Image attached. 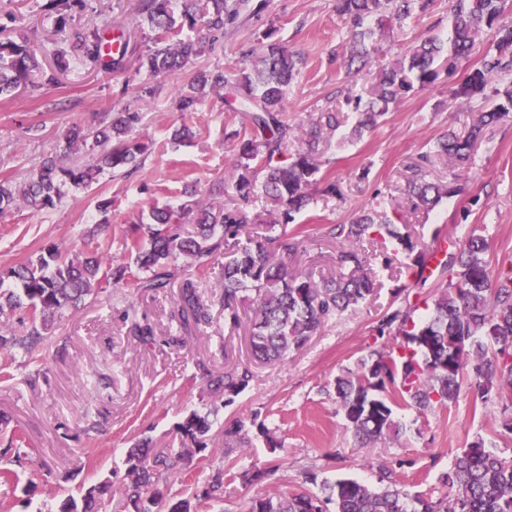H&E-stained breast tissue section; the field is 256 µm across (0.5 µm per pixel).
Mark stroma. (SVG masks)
Listing matches in <instances>:
<instances>
[{
  "instance_id": "obj_1",
  "label": "stroma",
  "mask_w": 512,
  "mask_h": 512,
  "mask_svg": "<svg viewBox=\"0 0 512 512\" xmlns=\"http://www.w3.org/2000/svg\"><path fill=\"white\" fill-rule=\"evenodd\" d=\"M136 7L137 0H86L85 8L68 11L62 24L48 0H0V39L36 42L47 65L57 52L69 53V68L58 85L0 98V180H22L72 124L93 128L107 113L124 108L142 112L141 132L149 143V154L134 173L105 174L87 189L67 191L61 203L41 213L21 207L0 215V270L51 245L78 251L92 244L115 262H126L132 220L156 204H182L189 185L210 202L237 203L225 172L233 135L241 128L239 114L208 98L186 116L177 111L176 98L197 70L243 66L266 29L304 60L288 90L289 124L306 126L335 103L338 91L348 88L357 94L362 89V80L347 77L342 65L349 36L335 0H269L262 17L246 20L223 46L192 59L171 77L154 76L133 63L126 71L103 76L70 54L74 33L95 28L104 37L145 48L152 33ZM450 8V0H434L426 14L394 30L382 43L388 58L401 56L420 37L448 38ZM491 40V34L479 36L455 72L401 100L361 141L350 143L338 135L325 145L327 163L310 187L315 202L294 221L303 251L289 260L291 272H336L337 248L328 225L349 223L379 194L392 196L413 236L428 241L438 230L461 238L477 226L492 242L491 266L512 261V119L485 129L468 177L456 181L455 193L432 211H411L405 195L409 168L428 142L451 129L467 132L451 90L477 67ZM156 84L162 87L159 96L140 98L142 86ZM185 121L193 124L195 137L171 143L172 127ZM332 181L340 196L324 194ZM106 199L112 202V215L104 228L97 205ZM223 266V256H214L200 284L213 318L207 327L183 329L178 285L141 293L104 283L79 309L56 317L53 347L38 360L17 348L0 350V363L7 365L0 372V415L9 421L0 429V470L13 474L11 483H0V512H56L68 493L100 481L110 482L113 500H120L131 482L127 450L142 439L157 448L192 450L185 462L187 481L166 477L158 483L165 498L203 490L212 472L223 469V503L198 512H244L251 500L298 490L308 470L322 480L356 478L376 489L381 463L409 495L438 499L448 493L442 473L474 437L512 456V435L501 429L502 409L476 410L474 393L466 387L455 402L432 414L398 408L403 430L388 446L358 447L344 428L331 394L336 376L355 368L374 347V328L389 304L407 303L426 315L434 283L412 288L407 275L379 271L381 286L366 303L325 324L286 360L264 364L251 355L250 308H241L237 327L224 323L217 303ZM135 320L152 327L150 343L133 335ZM238 364L251 365L254 380L228 406L223 395L211 391L209 380ZM193 410L209 414L212 421L199 446L175 432ZM239 418L264 424L269 437H256L254 448L246 451L225 449L224 428ZM256 469L269 470L268 479L243 481V471Z\"/></svg>"
}]
</instances>
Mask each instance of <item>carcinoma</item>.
Listing matches in <instances>:
<instances>
[{
	"mask_svg": "<svg viewBox=\"0 0 512 512\" xmlns=\"http://www.w3.org/2000/svg\"><path fill=\"white\" fill-rule=\"evenodd\" d=\"M432 0H336V12L349 24V50L344 59L347 73L375 71L359 94L347 93L336 105L310 122L300 145L289 148L293 128L285 118L288 86L301 70L302 61L276 42H267L246 55V64L232 70H199L179 90V111L194 112L211 95L231 112L242 115L244 130L235 133L230 176L239 199L247 203L259 187L265 202L278 219L262 233L247 232L250 217L242 206L226 209L195 199L180 206L164 204L150 212V221H139L142 234L126 243L133 263H115L112 257L89 248L76 253L56 246L36 258L0 271V316L24 304L29 306L30 326L20 336L0 335V349L18 347L37 356L48 346L54 318L76 309L92 295L102 281L124 284L143 292H158L178 275L177 262L195 267L197 278L180 286L181 318L185 326L197 327L210 320L208 305L199 291V279L209 270V259L224 254V288L219 303L224 321L236 327L239 308L252 302L250 349L260 363L281 361L302 348L328 321L356 310L375 294L379 284L372 276L380 261L392 268L391 254L412 257L415 268L412 287L446 277L437 288L430 312L415 317L416 308L389 306L376 326L377 337L393 333L400 344H385L370 350L353 369L334 380L337 411L345 429L363 448L388 445L399 435L395 409L401 405L431 414L459 396L463 381L486 407L512 394V262L494 269L487 260L490 243L474 227L462 239L450 241L437 252L418 244L400 231L402 213L370 208L348 224H331L328 235L338 247L336 277L293 275L288 258L301 247L299 236L276 232L279 224L294 222V214L308 208L314 198L309 187L321 170L320 145L333 132L347 129V139L360 140L375 130L390 109L406 96L433 85L441 72L452 71L461 58L469 56L483 30L494 31L493 45L481 66L469 72L453 90L452 99L470 117L467 134L453 130L439 137L422 163L411 167L407 200L413 209H431L454 192L448 181L427 180V165L439 156L456 166L457 179L466 172L483 130L512 118V90L495 92L496 103L488 110L474 112L471 102L485 97L489 80L512 73V25L500 22L512 11V0H451V36L445 42L432 35L421 38L404 55L385 60L381 42L386 34L403 28L404 22L429 9ZM266 0H183L175 12L173 0H138L142 20L155 33L153 44L143 53L128 51V43L108 48L98 31L75 33L71 48L95 69L119 72L131 58L138 68L153 75H173L188 61L211 50L237 28L242 17H257ZM201 29L204 36L181 39L167 37L175 28ZM68 68L67 53L45 69L38 60V45L29 40L0 41V97L22 89L58 83ZM142 116L125 109L112 114L96 130L77 123L67 131L55 152L32 167L21 182L0 181V215L19 206L33 212L53 209L65 196V188L81 189L115 169L136 171L146 145L139 141ZM98 147L87 158L81 153L88 140ZM386 243L392 250H365L367 243ZM11 279L18 290L3 289ZM253 372L248 366L224 371L216 380L224 405L250 386ZM211 428L206 415L195 411L178 423L177 431L194 443ZM225 441L245 446L251 443L250 428L237 419L224 429ZM185 452L154 448L147 440L127 452L134 480L119 507L133 512H154L162 504L160 492L150 490L157 477L185 480ZM381 490L343 479L333 484L317 482L313 473L305 482L319 490L304 489L291 494L273 493L251 501L246 512H512V458L486 446L482 437L469 442L455 456L442 479L448 486L444 499H411L397 486L393 471L381 466ZM112 495L106 483L91 485L78 496L61 500L59 512H101L105 496ZM204 498H224V470L211 477Z\"/></svg>",
	"mask_w": 512,
	"mask_h": 512,
	"instance_id": "1",
	"label": "carcinoma"
}]
</instances>
